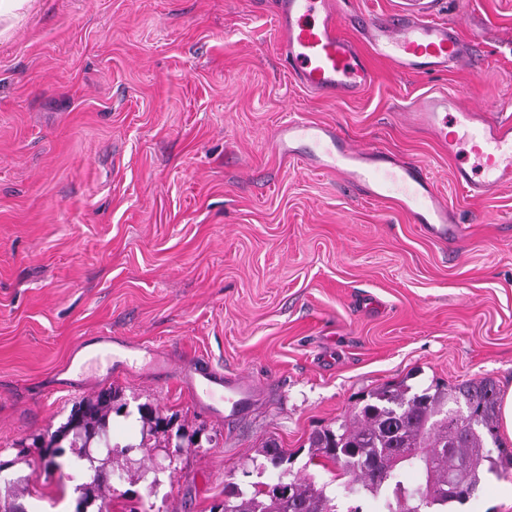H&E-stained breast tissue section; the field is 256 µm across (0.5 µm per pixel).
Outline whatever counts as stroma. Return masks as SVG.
Listing matches in <instances>:
<instances>
[{
  "label": "stroma",
  "mask_w": 512,
  "mask_h": 512,
  "mask_svg": "<svg viewBox=\"0 0 512 512\" xmlns=\"http://www.w3.org/2000/svg\"><path fill=\"white\" fill-rule=\"evenodd\" d=\"M471 60L411 74L370 56L355 98H318L278 51L272 0H30L0 35V512H77L90 471L37 465L35 437L109 390L110 512H219L224 489L273 484L261 453L348 496L309 436L384 385L493 378L512 389V185L475 199L410 114L452 95L512 115V0H441ZM418 163L465 228L448 244L350 183L273 150L289 117ZM133 344L124 370L81 340ZM83 349L82 371L68 369ZM241 373L260 400L227 422L180 383ZM148 404L197 446L160 468ZM512 467L451 512H512Z\"/></svg>",
  "instance_id": "obj_1"
}]
</instances>
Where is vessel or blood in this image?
I'll return each mask as SVG.
<instances>
[{
  "label": "vessel or blood",
  "mask_w": 512,
  "mask_h": 512,
  "mask_svg": "<svg viewBox=\"0 0 512 512\" xmlns=\"http://www.w3.org/2000/svg\"><path fill=\"white\" fill-rule=\"evenodd\" d=\"M438 0H403L398 12L358 19L374 52L414 72L448 71L464 64L469 52L455 26L432 18ZM283 38L280 51L289 71L306 90L323 98L352 97L372 82L367 56L360 51L331 9L329 0H276ZM416 119L447 150L455 183L472 197L490 195L512 184V115L486 121L483 114L459 107L455 97L423 101ZM287 157H300L315 170L338 174L367 197L393 203L432 237L458 232L453 210L443 202L427 170L393 158L373 145L353 146L334 126L291 119L277 130ZM191 393H220L230 412L249 407L255 387L212 367L193 364L181 376Z\"/></svg>",
  "instance_id": "1"
}]
</instances>
